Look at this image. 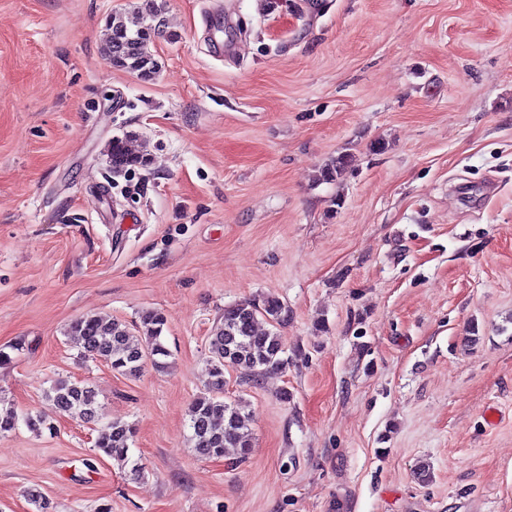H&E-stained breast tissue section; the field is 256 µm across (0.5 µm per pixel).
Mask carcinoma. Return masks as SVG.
I'll list each match as a JSON object with an SVG mask.
<instances>
[{
    "label": "carcinoma",
    "mask_w": 512,
    "mask_h": 512,
    "mask_svg": "<svg viewBox=\"0 0 512 512\" xmlns=\"http://www.w3.org/2000/svg\"><path fill=\"white\" fill-rule=\"evenodd\" d=\"M162 33V20L155 8V0H144L132 14L115 13L108 22V33L102 48L112 66L138 73L151 79L157 73L158 63L151 52L153 39ZM112 168L126 173L147 161L143 147L136 145L130 135L116 137L108 148ZM350 166L349 158L338 156L321 171L324 181H334ZM288 310L276 298L247 299L224 309V316L213 331L209 342L207 380L201 393L188 408V425L196 453L204 459L221 458L228 454L239 462L248 458L252 432L244 423L241 400L224 402V370L241 369L257 381L268 372L286 367L284 348L277 326L285 322ZM269 328L259 329L260 323ZM166 320L158 311L142 314L139 335L129 332L118 321L98 314L84 315L74 320L68 330L82 348V356L105 362L112 371L128 377H137L142 371L139 355L152 351V365L158 371L168 368L166 358L170 351L162 340ZM48 397L68 417L82 423L99 419V403L94 386L84 381L58 379ZM135 428L123 420L108 424L107 431L95 442V448L117 465L131 466V472L143 474V464L129 456V442Z\"/></svg>",
    "instance_id": "1"
}]
</instances>
